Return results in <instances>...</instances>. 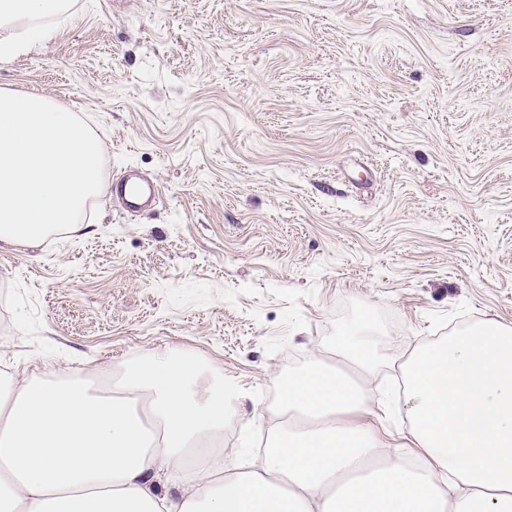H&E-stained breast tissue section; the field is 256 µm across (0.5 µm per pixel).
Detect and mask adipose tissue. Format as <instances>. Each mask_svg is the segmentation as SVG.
<instances>
[{
	"instance_id": "adipose-tissue-1",
	"label": "adipose tissue",
	"mask_w": 512,
	"mask_h": 512,
	"mask_svg": "<svg viewBox=\"0 0 512 512\" xmlns=\"http://www.w3.org/2000/svg\"><path fill=\"white\" fill-rule=\"evenodd\" d=\"M71 0H0V58L51 42ZM369 322L280 379L288 416L261 467L224 462L246 397L220 366L151 351L95 388L0 365V512H512V327L482 320L419 347L403 389L373 396ZM405 423L388 452L372 408Z\"/></svg>"
}]
</instances>
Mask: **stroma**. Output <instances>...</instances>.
<instances>
[{
	"mask_svg": "<svg viewBox=\"0 0 512 512\" xmlns=\"http://www.w3.org/2000/svg\"><path fill=\"white\" fill-rule=\"evenodd\" d=\"M0 89L77 112L106 178L162 185L90 235L0 247V360L104 369L181 348L247 393L365 317L398 354L512 326V0H72Z\"/></svg>",
	"mask_w": 512,
	"mask_h": 512,
	"instance_id": "1",
	"label": "stroma"
}]
</instances>
